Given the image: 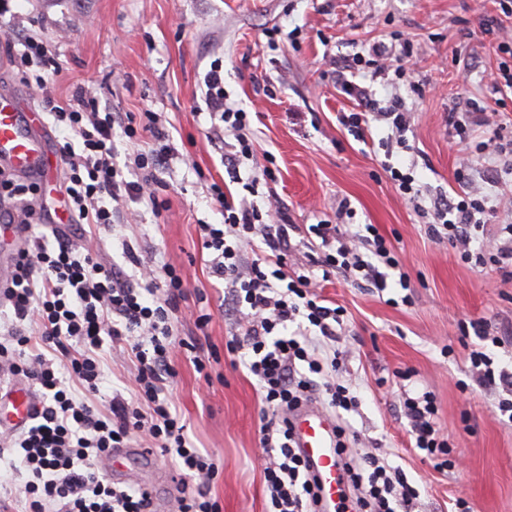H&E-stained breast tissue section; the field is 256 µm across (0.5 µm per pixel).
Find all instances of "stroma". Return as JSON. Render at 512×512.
Wrapping results in <instances>:
<instances>
[{
  "label": "stroma",
  "mask_w": 512,
  "mask_h": 512,
  "mask_svg": "<svg viewBox=\"0 0 512 512\" xmlns=\"http://www.w3.org/2000/svg\"><path fill=\"white\" fill-rule=\"evenodd\" d=\"M14 10L25 31L51 44L62 66L51 80L56 98L85 87L113 111L156 112L179 152L160 174L168 211L157 217L144 207L138 224L98 230L99 256L132 275L136 269L124 255L130 247L139 258L176 266L186 279L184 317L174 332L199 349H175L171 389L194 446L220 463L210 490L221 512H266L268 497L255 377L225 356L209 362L203 375L193 363L207 359L209 348L224 349L235 328L224 311V285L210 276L199 240L200 225L223 221L210 203L214 184L260 209L277 196L299 225L336 222L346 199L354 223L378 228L410 274L411 305L400 304L401 289L380 294L339 278L320 290L346 311L335 342L336 379L359 399L346 415L360 435L353 448L377 447L403 470L420 491L412 512H450L458 497L473 512H512V422L498 411L499 391L473 376L468 353L478 340L460 330L480 317L511 325L512 280L430 239L381 167L387 127L372 123L362 141L350 135L338 117L357 106L333 79L335 62L376 41L408 38L416 54L412 77L389 70L362 79L376 100L395 93L412 111L409 146L395 150L394 166L412 171L428 200L457 191L455 173L464 166L491 202L512 196V176L496 178L489 159L466 150L448 129L449 109L474 99L486 123L474 129L473 142L512 133V99L500 100L490 82L503 54L498 39L482 31L484 20L494 18L512 35V16L503 15L498 0H16ZM216 60L224 65L230 101L248 112L254 133V157L240 166L237 183L223 152L234 137L215 146L209 114L196 110L200 82ZM270 163L276 180L253 193L242 189V180ZM200 292L211 313L201 330L188 317ZM102 354L109 362L98 404L107 405L116 390L133 398L131 359L114 354L108 342ZM424 391L434 393L437 425L459 461L442 472L414 449L401 413L405 394Z\"/></svg>",
  "instance_id": "35a3bbf8"
}]
</instances>
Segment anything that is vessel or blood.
Returning a JSON list of instances; mask_svg holds the SVG:
<instances>
[{"label": "vessel or blood", "mask_w": 512, "mask_h": 512, "mask_svg": "<svg viewBox=\"0 0 512 512\" xmlns=\"http://www.w3.org/2000/svg\"><path fill=\"white\" fill-rule=\"evenodd\" d=\"M40 116L9 94H0V165L32 179L46 180L52 164L32 131ZM35 396L26 385L16 383L0 391V425L22 427L34 414ZM295 445L300 448L311 474L320 487L321 512H337L344 504L347 477L337 454V423L316 402L302 404L291 416ZM138 456L153 460L145 448H113L106 453L103 469L122 468L124 461Z\"/></svg>", "instance_id": "b4317fda"}]
</instances>
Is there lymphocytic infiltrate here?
<instances>
[{"mask_svg":"<svg viewBox=\"0 0 512 512\" xmlns=\"http://www.w3.org/2000/svg\"><path fill=\"white\" fill-rule=\"evenodd\" d=\"M21 53L12 58L33 99L55 126L70 135L60 148L63 181L60 191L74 224L109 227L132 216L133 205H150L161 213L156 191L158 172L172 160L169 135L155 113L114 112L99 108L86 89L71 99L56 100L48 78L59 64L49 45L32 35L22 36ZM342 92L359 109L345 120L355 138L365 136L369 121L386 123L394 136L385 149L405 145L411 114L400 97L379 106L366 88L351 81L346 70L335 73ZM202 97L215 123L214 137L231 134L237 142L226 161L238 172L253 156L251 128L244 109L229 104L224 91L222 63L211 64L203 78ZM124 134L137 150L126 164L117 161V134ZM154 140L141 149L144 135ZM133 178H126V171ZM459 198L437 197L422 214L436 241H448L465 262L490 266L512 279V224L501 225L485 242L477 237L494 209L476 187L468 168L455 175ZM223 223L201 227L203 249L212 255L213 276L224 282V296L235 312L239 329L225 342L227 353L244 357L256 377L267 413L261 418L260 444L268 462L264 481L269 512H318L319 495L307 467L293 445L287 415L300 403L323 400L333 411H352L358 399L349 387L337 383L332 369L318 356L322 340H335L344 323L341 307L326 306L308 267L323 278L342 276L384 292L398 283L406 291L410 276L390 243L375 225L340 230L318 223L299 228L287 207L278 201L267 210L236 204L233 195L212 186ZM0 195L13 200L18 223H26L43 202L38 184L25 183L0 171ZM301 233L308 248V267L289 268L296 249L292 233ZM256 247L255 257L244 253ZM186 299L184 279L170 264L140 265L130 278L114 264L100 262L90 244L74 243L66 234L26 240L15 258L11 285L0 290V381L24 378L39 388L40 402L30 424L0 431V446L19 451L14 470L26 497L25 512H153V500L144 489L126 490L102 477L96 461L112 448L126 447L133 433L149 436L162 456L199 481L189 495L178 497L174 512H220L210 495L219 474L213 455L190 442L186 425L173 412L169 392L176 371L171 364L173 325ZM127 345L137 367V396L113 395L108 410L92 401L103 376L100 353L105 339ZM55 348L46 358L36 345ZM471 370L481 385L502 390L501 414H512V362L495 363L482 350H471ZM438 408L431 392L405 398L403 414L410 422L416 448L434 469L451 467L445 459L447 439L436 426ZM339 455L357 496L354 512H397L418 497L404 472L371 452L351 456L348 441L354 432L346 420L338 422Z\"/></svg>","mask_w":512,"mask_h":512,"instance_id":"lymphocytic-infiltrate-1","label":"lymphocytic infiltrate"}]
</instances>
